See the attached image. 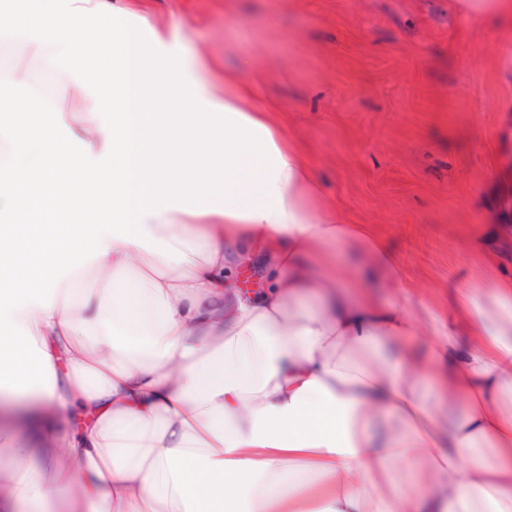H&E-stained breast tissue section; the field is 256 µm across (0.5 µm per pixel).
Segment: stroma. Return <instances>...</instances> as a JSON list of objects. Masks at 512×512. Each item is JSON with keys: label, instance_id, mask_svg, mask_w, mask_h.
Here are the masks:
<instances>
[{"label": "stroma", "instance_id": "1", "mask_svg": "<svg viewBox=\"0 0 512 512\" xmlns=\"http://www.w3.org/2000/svg\"><path fill=\"white\" fill-rule=\"evenodd\" d=\"M460 0H141L169 46L249 87L298 141L318 203L371 225L403 275L447 303L471 275L512 276V24ZM6 64L48 78L22 44Z\"/></svg>", "mask_w": 512, "mask_h": 512}]
</instances>
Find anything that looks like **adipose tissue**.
Segmentation results:
<instances>
[{"instance_id":"ef3b65f1","label":"adipose tissue","mask_w":512,"mask_h":512,"mask_svg":"<svg viewBox=\"0 0 512 512\" xmlns=\"http://www.w3.org/2000/svg\"><path fill=\"white\" fill-rule=\"evenodd\" d=\"M109 13L0 7L76 91L0 69V512H512V279L438 306L232 78Z\"/></svg>"}]
</instances>
